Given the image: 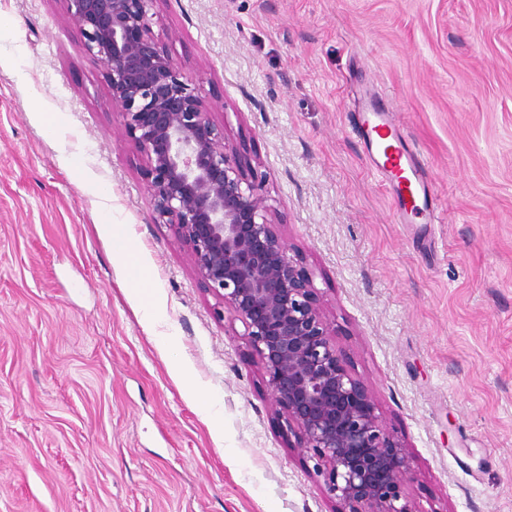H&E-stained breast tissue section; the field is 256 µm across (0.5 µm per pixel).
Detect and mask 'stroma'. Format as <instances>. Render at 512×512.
Returning <instances> with one entry per match:
<instances>
[{
  "label": "stroma",
  "mask_w": 512,
  "mask_h": 512,
  "mask_svg": "<svg viewBox=\"0 0 512 512\" xmlns=\"http://www.w3.org/2000/svg\"><path fill=\"white\" fill-rule=\"evenodd\" d=\"M149 14L258 162L346 367L411 458L415 512H512V0ZM0 16V512H337L241 323L155 221L145 159L64 0H0ZM371 98L425 169V220L398 223L351 129ZM107 211L128 256L98 230ZM148 294L165 306L151 332ZM172 353L219 401L215 422ZM169 364L174 379L181 384L189 386V394L202 403L204 413L207 415V418L212 421L217 414L214 400L208 397L203 388L197 387L191 383L190 370L180 359L170 354Z\"/></svg>",
  "instance_id": "35a3bbf8"
}]
</instances>
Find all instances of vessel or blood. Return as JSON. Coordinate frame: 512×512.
Wrapping results in <instances>:
<instances>
[{
  "label": "vessel or blood",
  "instance_id": "b4317fda",
  "mask_svg": "<svg viewBox=\"0 0 512 512\" xmlns=\"http://www.w3.org/2000/svg\"><path fill=\"white\" fill-rule=\"evenodd\" d=\"M355 128L365 141L371 163L389 182L398 218L426 210L430 189L421 163L396 135L392 122L376 110L359 111Z\"/></svg>",
  "mask_w": 512,
  "mask_h": 512
}]
</instances>
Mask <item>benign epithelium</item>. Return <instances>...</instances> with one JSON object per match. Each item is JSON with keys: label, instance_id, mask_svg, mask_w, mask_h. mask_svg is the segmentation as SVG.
I'll use <instances>...</instances> for the list:
<instances>
[{"label": "benign epithelium", "instance_id": "1", "mask_svg": "<svg viewBox=\"0 0 512 512\" xmlns=\"http://www.w3.org/2000/svg\"><path fill=\"white\" fill-rule=\"evenodd\" d=\"M64 2L106 67L125 141L146 160L156 221L173 228L199 280L241 322L291 447L318 457L339 512H415L403 493L412 475L403 446L341 359L250 155L225 138L152 33L154 0Z\"/></svg>", "mask_w": 512, "mask_h": 512}]
</instances>
